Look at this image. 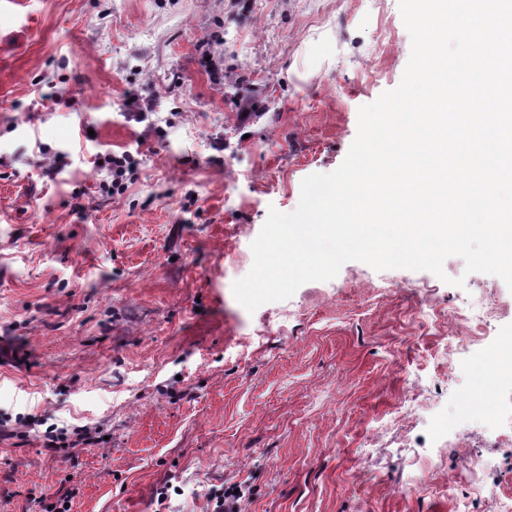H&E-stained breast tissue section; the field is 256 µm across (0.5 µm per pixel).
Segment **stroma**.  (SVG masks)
<instances>
[{"instance_id":"1","label":"stroma","mask_w":512,"mask_h":512,"mask_svg":"<svg viewBox=\"0 0 512 512\" xmlns=\"http://www.w3.org/2000/svg\"><path fill=\"white\" fill-rule=\"evenodd\" d=\"M18 0L0 8V512H501L512 290L447 259L350 261L247 311L270 209L343 162L411 53L398 0ZM213 54L219 77L202 66ZM155 113L127 120L132 94ZM249 97L252 111L241 109ZM92 128L93 141L79 131ZM61 153L46 177L37 144ZM136 148L120 194L97 153ZM463 286H456L457 278ZM479 302L478 329L461 318ZM486 401L485 417L458 398ZM96 441L48 451L54 426ZM484 464L469 472L472 461ZM166 490L159 499L158 490Z\"/></svg>"}]
</instances>
